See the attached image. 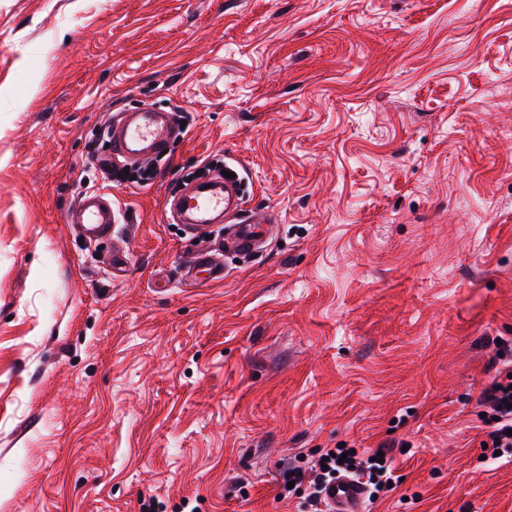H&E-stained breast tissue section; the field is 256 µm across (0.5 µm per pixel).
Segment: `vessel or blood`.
Instances as JSON below:
<instances>
[{
  "label": "vessel or blood",
  "mask_w": 512,
  "mask_h": 512,
  "mask_svg": "<svg viewBox=\"0 0 512 512\" xmlns=\"http://www.w3.org/2000/svg\"><path fill=\"white\" fill-rule=\"evenodd\" d=\"M180 134V128L169 112L144 108L136 112L118 113L110 125L112 150L110 161L141 163L162 154L169 143ZM237 178L204 186L191 185L169 204L173 221L204 229L213 224H228L230 243L240 252H250L259 246L276 223V214L266 208H257L239 214L236 197ZM116 210L109 194L88 191L80 195L66 212L68 223L74 224L86 239L96 241L112 234ZM191 276L206 274L208 279L224 275V264L219 246L207 244L186 263ZM329 512H365L366 493L354 481L342 478L336 481L326 495Z\"/></svg>",
  "instance_id": "b4317fda"
}]
</instances>
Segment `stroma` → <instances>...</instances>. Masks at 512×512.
<instances>
[{"label": "stroma", "mask_w": 512, "mask_h": 512, "mask_svg": "<svg viewBox=\"0 0 512 512\" xmlns=\"http://www.w3.org/2000/svg\"><path fill=\"white\" fill-rule=\"evenodd\" d=\"M191 115L148 185L117 113ZM278 213L224 278L166 220L202 159ZM110 193L126 261L65 220ZM512 340V0H0V512H304L287 463L393 444L370 512H512L479 395ZM135 169L140 171V175H126L125 170ZM119 173H122V176H119ZM157 168L154 167L153 163H145L142 165H137L133 168L124 167V168H112V173L109 175V178L112 182H116L119 184H138V185H146L149 184L156 176ZM221 246L203 245L201 249L191 256L186 263L187 275L189 273L195 280L200 281L198 275L206 273L204 279L213 280L224 276V264L221 258Z\"/></svg>", "instance_id": "stroma-1"}]
</instances>
